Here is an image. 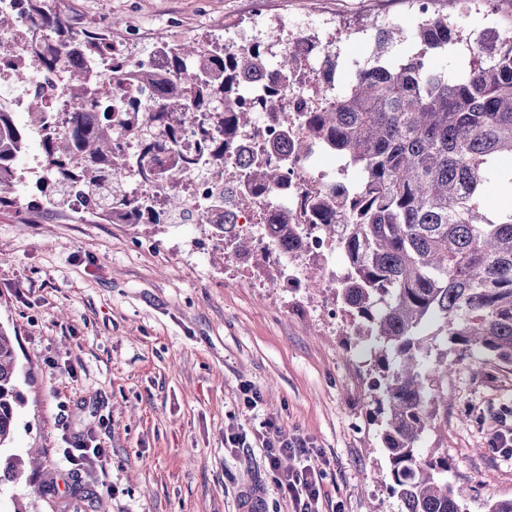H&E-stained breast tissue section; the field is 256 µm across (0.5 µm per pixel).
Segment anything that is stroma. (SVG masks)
Segmentation results:
<instances>
[{
  "label": "stroma",
  "mask_w": 512,
  "mask_h": 512,
  "mask_svg": "<svg viewBox=\"0 0 512 512\" xmlns=\"http://www.w3.org/2000/svg\"><path fill=\"white\" fill-rule=\"evenodd\" d=\"M270 32L310 18L337 30L334 92L366 64L374 28L400 23L392 59L416 52L418 17L409 0H269ZM75 30L117 19L159 40L207 38L250 17L251 0H66ZM497 15L481 0H436L460 20L459 43L437 56L456 72L487 28H512V0ZM17 207L0 210V325L17 353L16 452L38 451L37 475L0 485L11 512H295L277 493L258 433L272 419L304 439L323 471L320 512H402L378 475L388 459L374 420L373 340L354 334L327 288H277L245 281L234 255L217 258L206 224H109L87 215L68 224L28 209L39 192L17 185ZM263 394L257 408L245 387ZM448 428L420 443L447 454L448 481L470 489L469 512L512 498V459L491 432L512 422V366L483 372L456 362L447 379ZM245 436L228 448L226 434ZM92 436L105 448L71 471L63 450ZM48 493L34 498L30 481Z\"/></svg>",
  "instance_id": "1"
}]
</instances>
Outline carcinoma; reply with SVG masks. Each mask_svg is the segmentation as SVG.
<instances>
[{"instance_id":"carcinoma-1","label":"carcinoma","mask_w":512,"mask_h":512,"mask_svg":"<svg viewBox=\"0 0 512 512\" xmlns=\"http://www.w3.org/2000/svg\"><path fill=\"white\" fill-rule=\"evenodd\" d=\"M28 42L38 48L45 32L54 42L36 55L37 64L53 72L80 50L103 53L111 46L97 31L77 38L62 0H26ZM397 29L382 25L373 38V65L355 71L346 91L328 94L325 77L306 73L325 105L305 117L307 136L294 137L291 117L278 114L281 133L271 152L295 163L317 144L346 159L359 179L344 198L331 189L305 196L304 207L322 221V232L338 239L349 272L337 283L336 299L356 324L359 337L379 343L376 400L381 440L387 451L389 489L403 512H467L468 492L448 483V456L423 458L418 444L424 434L448 423V395L440 381L448 378V353L465 360L478 351L512 364V205L488 215L479 203L499 177L500 163L512 160V54L491 57L480 39L472 44L474 62L456 74L435 61V54L457 42L460 23L433 14L415 28L420 49L401 61H387ZM158 45L169 59V76L150 70L133 73L138 82L158 87L159 102L146 112L132 108L108 111L85 81L84 70L71 63L69 92L80 112L59 124L45 122L41 101H34L28 123L43 126L42 152L50 169L41 193L54 207L67 204V190L79 185L99 196L94 216L110 224L152 223L183 209L179 188L199 159L209 160L219 180L233 187L241 179L259 188L279 184L282 171L265 164H245L247 172L224 164V152L237 131L252 123L251 108L231 101L244 78L268 64L266 46L256 43L227 53L191 39ZM115 82L123 91L126 56L110 57ZM282 73L268 90L272 105L288 87V54L281 52ZM21 83L27 66L0 55V71ZM218 101L224 111V140L202 135L196 152L176 150L182 127ZM140 142L131 160L117 142L113 118ZM27 128L0 112V208L13 204L15 167L27 147ZM133 167L139 181L162 180L169 193L162 199L130 194L112 186L113 178ZM346 213L343 236L336 237L332 218ZM222 250L272 268L267 256L227 236V224H214ZM19 368L10 333L0 326V449L13 442ZM21 455L5 462L0 481L17 479Z\"/></svg>"}]
</instances>
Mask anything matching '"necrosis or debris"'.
Instances as JSON below:
<instances>
[{
    "instance_id": "1",
    "label": "necrosis or debris",
    "mask_w": 512,
    "mask_h": 512,
    "mask_svg": "<svg viewBox=\"0 0 512 512\" xmlns=\"http://www.w3.org/2000/svg\"><path fill=\"white\" fill-rule=\"evenodd\" d=\"M271 42H285L292 50L295 61L310 70L324 69L328 46L317 33H292L288 26H280L269 35ZM136 45L137 53L130 55L134 68H149L168 72L167 57L158 52L155 41L142 29L126 32L113 40V49ZM276 76L275 67H268L264 78L246 80L241 84L240 98L244 104L257 107L254 125L244 130L235 145L225 154L226 163L236 166L240 163L261 162L271 166L281 164L279 156L266 150L268 141L279 133V127L272 114L261 107L266 88ZM63 71L45 73L38 66H31L23 83L14 82L10 76L0 77V112L13 115L25 111L33 92L42 91L48 115L60 118L75 111L77 105L65 90ZM335 177L329 171L311 167L307 161L286 166L283 181L271 190L253 194L249 205L228 207L215 186V178L209 167L191 171L180 187L184 208L194 216L198 224H220L231 221L249 246L268 250L278 269L274 281L279 288H303L307 282L297 268L292 256L280 252L276 245L281 237V224L297 225L303 250L318 262L328 276L336 274V243L321 231L318 220L304 210L301 201L305 193L325 185L335 184Z\"/></svg>"
}]
</instances>
